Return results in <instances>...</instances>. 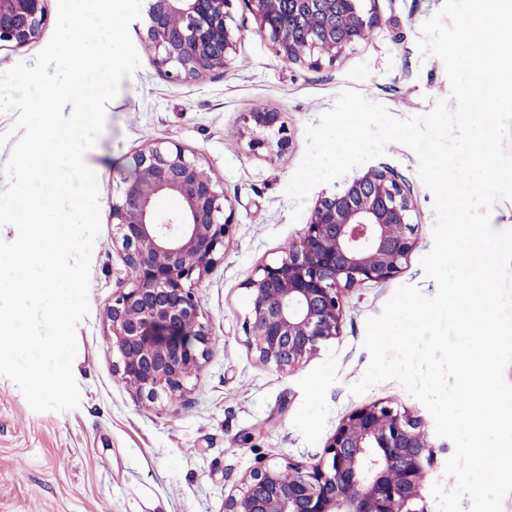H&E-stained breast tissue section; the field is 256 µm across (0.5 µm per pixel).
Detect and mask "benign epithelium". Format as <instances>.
Returning <instances> with one entry per match:
<instances>
[{
	"mask_svg": "<svg viewBox=\"0 0 512 512\" xmlns=\"http://www.w3.org/2000/svg\"><path fill=\"white\" fill-rule=\"evenodd\" d=\"M231 0H149L144 44L177 80L224 70L240 37L229 23ZM257 29L291 64L341 57L374 28L357 0H245ZM50 21L48 0H0V46L37 40ZM239 135L253 149L283 151L280 113L248 112ZM134 178L112 199L111 218L129 287L103 313L116 370L138 395H180L203 367L210 343L195 294L224 254L235 211L209 164L173 142L131 156ZM165 197L179 208L162 219ZM413 201L387 169L371 166L343 189L318 199L300 237L280 259L246 280L245 321L259 358L293 369L339 335L344 294L398 276L416 247ZM425 418L388 401L353 409L336 428L324 459L253 470L224 500V512H425L424 481L436 462Z\"/></svg>",
	"mask_w": 512,
	"mask_h": 512,
	"instance_id": "1",
	"label": "benign epithelium"
}]
</instances>
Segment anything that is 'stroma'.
Wrapping results in <instances>:
<instances>
[{"mask_svg":"<svg viewBox=\"0 0 512 512\" xmlns=\"http://www.w3.org/2000/svg\"><path fill=\"white\" fill-rule=\"evenodd\" d=\"M442 4L361 0L378 19L373 39L312 68L278 57L243 0H231V25L242 36L237 55L226 70L196 82L175 80L157 67L139 42L142 20L131 23L140 65L107 105L104 130L84 155L97 176L101 230L92 251L90 309L76 326L80 402L64 412H36L17 385L0 376V512H224L225 498L261 463H317L355 407L391 400L422 410L394 381L360 395L349 391L369 364L367 319L400 286L427 296L437 291L421 266L434 245V195L409 147L388 143L373 163L409 186L416 248L397 277L347 294L339 336L295 369L262 362L244 329V283L302 234L308 219H293L286 188L305 155L307 125L341 91L357 90L399 119L449 99L442 60L422 56L417 46L422 24ZM255 110L280 113L288 129L285 152L251 149L239 136L244 114ZM157 141L181 144L207 160L236 213L223 260L196 288L211 337L206 360L174 403L127 389L103 322L129 279L122 247L112 241V198L132 179V154Z\"/></svg>","mask_w":512,"mask_h":512,"instance_id":"stroma-1","label":"stroma"}]
</instances>
